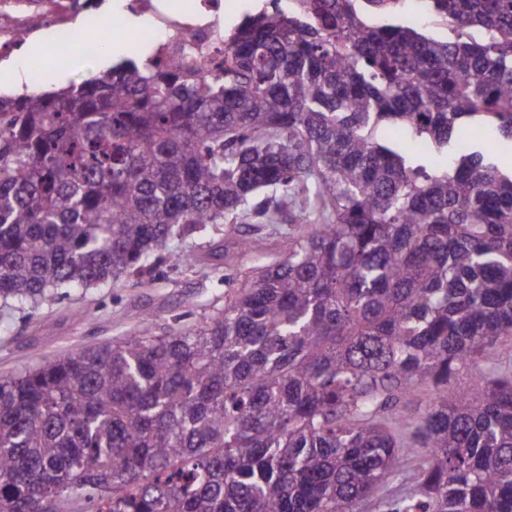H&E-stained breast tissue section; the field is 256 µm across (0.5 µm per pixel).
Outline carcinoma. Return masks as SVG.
<instances>
[{"mask_svg": "<svg viewBox=\"0 0 512 512\" xmlns=\"http://www.w3.org/2000/svg\"><path fill=\"white\" fill-rule=\"evenodd\" d=\"M356 2L272 0L220 73L147 56L0 96L6 303L141 277L208 224L311 226L202 327L149 315L1 379L0 512H352L418 448L391 512H512V372L482 365L512 358V0H423L447 40ZM434 393L435 389L433 384L423 382L405 393L402 396L401 403L407 405L414 411H423L428 407Z\"/></svg>", "mask_w": 512, "mask_h": 512, "instance_id": "cac0c4a2", "label": "carcinoma"}]
</instances>
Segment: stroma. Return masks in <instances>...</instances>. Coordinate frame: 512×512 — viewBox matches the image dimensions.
Instances as JSON below:
<instances>
[{
	"mask_svg": "<svg viewBox=\"0 0 512 512\" xmlns=\"http://www.w3.org/2000/svg\"><path fill=\"white\" fill-rule=\"evenodd\" d=\"M102 19L113 14L125 16L120 46L112 56L92 53L82 39L60 44L52 27L34 33V40H47L46 68L50 78L46 89L79 83L110 69L112 60L144 55L138 41L142 19L128 13L129 0H104ZM288 222L225 226L211 224L205 230L172 239L170 249L189 251L196 261L181 266L159 259L144 283L121 276L87 288L58 289L52 301L21 305L0 301V379H7L38 366L45 360L116 344L137 334L144 315L154 317L156 335L170 330L195 329L224 308L229 286L240 284L251 270L274 265L288 253ZM248 242L246 250L224 257L213 256L226 233ZM422 453L403 457L397 478L384 483L356 512H385L384 505L401 497L407 482L418 470Z\"/></svg>",
	"mask_w": 512,
	"mask_h": 512,
	"instance_id": "1",
	"label": "stroma"
}]
</instances>
